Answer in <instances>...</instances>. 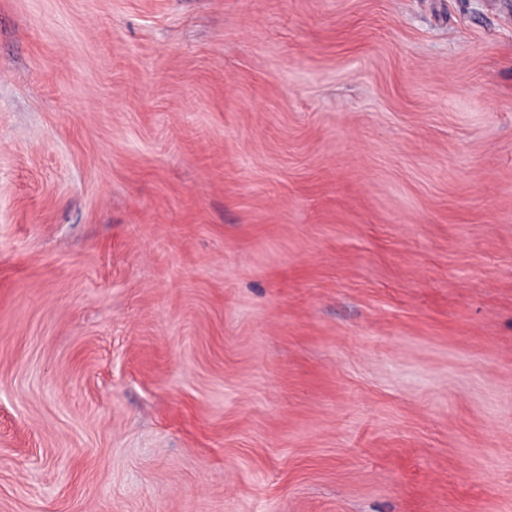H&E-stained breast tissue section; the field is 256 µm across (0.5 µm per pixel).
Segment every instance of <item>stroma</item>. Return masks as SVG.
I'll list each match as a JSON object with an SVG mask.
<instances>
[{
  "mask_svg": "<svg viewBox=\"0 0 512 512\" xmlns=\"http://www.w3.org/2000/svg\"><path fill=\"white\" fill-rule=\"evenodd\" d=\"M0 512H512V0H0Z\"/></svg>",
  "mask_w": 512,
  "mask_h": 512,
  "instance_id": "stroma-1",
  "label": "stroma"
}]
</instances>
